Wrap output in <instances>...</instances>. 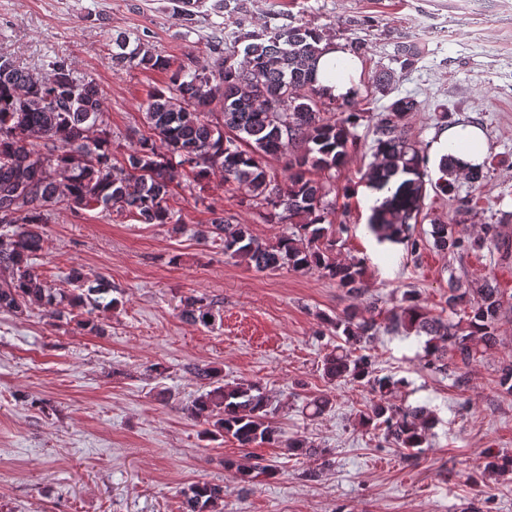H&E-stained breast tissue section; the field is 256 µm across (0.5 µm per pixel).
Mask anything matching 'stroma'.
<instances>
[{"label":"stroma","mask_w":512,"mask_h":512,"mask_svg":"<svg viewBox=\"0 0 512 512\" xmlns=\"http://www.w3.org/2000/svg\"><path fill=\"white\" fill-rule=\"evenodd\" d=\"M213 2L201 0L199 26L185 37L173 0H0V53L36 70L63 55L75 74L94 79L119 158L148 134L147 96L168 84L169 73L113 69L111 34H147L153 53L175 68L204 54L218 24L230 33L258 31L289 15L344 46L349 20L360 19L368 49L351 107L367 119L346 166L324 179L337 221L349 227L337 259L362 261L364 299L386 311L412 290L441 314L453 280H490L512 296V255L429 247L414 256L378 242L360 192L372 160L371 118L408 96L418 104L413 138L432 144L446 124L465 120L482 127L489 145L483 192L462 181L455 196L428 193L417 232L428 235L438 217L467 238L487 224L512 238V0H248L231 16L213 14ZM401 35L422 48L405 71L394 61ZM386 69L396 81L385 96L372 77ZM469 198L473 211L455 224ZM169 205L185 226L181 234L139 223L117 206L51 207L36 259L42 276L61 288L74 268L105 275L120 304L105 312L103 335L52 323L40 309L0 311V512H182L183 490L199 482L223 485L224 512H512V472H483L485 456L512 457V393L497 383L500 363L512 359V313L498 324L495 352L467 368L462 388L454 375L425 366L423 338L375 336L379 369L411 383L400 403L428 406L436 416L429 447L410 457L361 427L369 387L322 377L336 340L318 336L319 317L341 313L350 298L315 273L249 269L196 234L215 211L265 241L285 225L268 223L217 174L177 190ZM191 294L214 303L221 326L209 331L179 317L181 298ZM204 364L228 382H261L285 434L329 449V466L281 448L204 440L185 412L202 391L194 368ZM321 392L331 410L307 416L304 402ZM248 457L277 465L276 477L242 481L236 466Z\"/></svg>","instance_id":"obj_1"}]
</instances>
